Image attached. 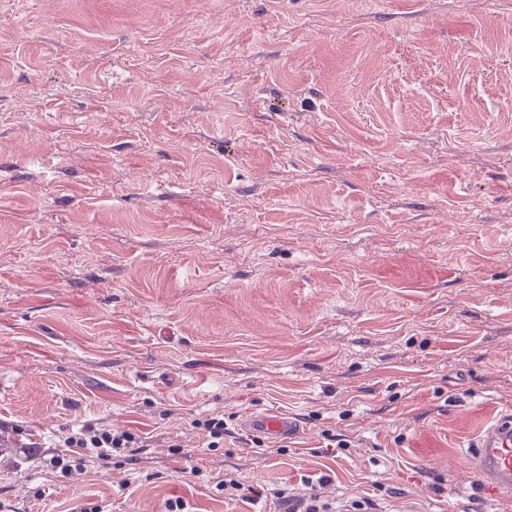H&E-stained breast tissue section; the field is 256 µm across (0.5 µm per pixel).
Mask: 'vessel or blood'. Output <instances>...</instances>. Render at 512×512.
<instances>
[{
	"label": "vessel or blood",
	"instance_id": "obj_1",
	"mask_svg": "<svg viewBox=\"0 0 512 512\" xmlns=\"http://www.w3.org/2000/svg\"><path fill=\"white\" fill-rule=\"evenodd\" d=\"M249 430L275 439L295 436L299 426L288 416L255 413L247 416ZM467 464L485 490L493 495L512 493V409L501 410L488 421L465 453Z\"/></svg>",
	"mask_w": 512,
	"mask_h": 512
}]
</instances>
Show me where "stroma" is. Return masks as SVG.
<instances>
[{
    "instance_id": "35a3bbf8",
    "label": "stroma",
    "mask_w": 512,
    "mask_h": 512,
    "mask_svg": "<svg viewBox=\"0 0 512 512\" xmlns=\"http://www.w3.org/2000/svg\"><path fill=\"white\" fill-rule=\"evenodd\" d=\"M510 405L512 0H0V512H484ZM467 448L469 469L485 490L496 496L512 493V409L488 421ZM244 425L249 430L262 433L269 438L288 439L295 436L299 426L288 416L276 413H254L244 419ZM194 427L203 431L209 438L207 448H220L224 445V418L211 417L194 420ZM222 445V446H220ZM141 437L132 432L114 433L111 430L98 428L95 425H83L76 432H72L65 437L62 448H76L70 450L72 454L57 456L53 460V468L59 471L61 476H65L71 471L73 466L82 464L83 454L89 448L100 449L101 457H111L113 453L125 454L130 452V448H140Z\"/></svg>"
}]
</instances>
